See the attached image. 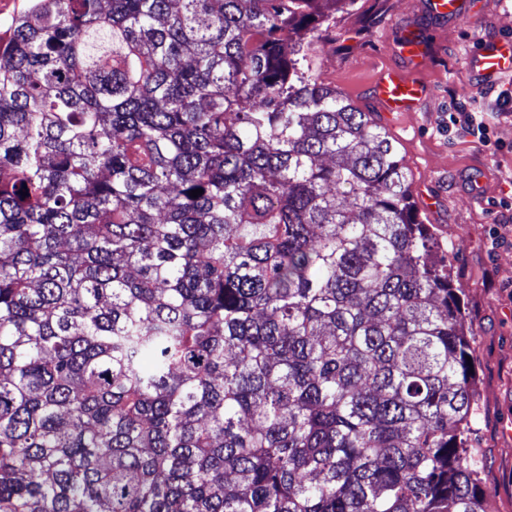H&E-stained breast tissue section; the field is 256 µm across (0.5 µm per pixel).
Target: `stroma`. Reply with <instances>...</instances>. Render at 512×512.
<instances>
[{"label":"stroma","instance_id":"35a3bbf8","mask_svg":"<svg viewBox=\"0 0 512 512\" xmlns=\"http://www.w3.org/2000/svg\"><path fill=\"white\" fill-rule=\"evenodd\" d=\"M471 21L436 16L428 0H350L321 27V79L366 112H379L370 84L386 66H403L398 40L405 28L422 33L427 67L414 77L431 94L416 116L391 130L411 174L413 199L434 196L435 212L419 211L448 261V272L463 290L461 323L470 335L480 396L471 426L472 445L484 461L480 487L495 512H512V101L501 96L512 78L478 82L466 56L483 38H512V0H466ZM482 113L489 143L452 131L455 105ZM487 168L486 205L479 208L461 192L460 175L474 165Z\"/></svg>","mask_w":512,"mask_h":512}]
</instances>
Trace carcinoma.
Returning a JSON list of instances; mask_svg holds the SVG:
<instances>
[{
    "instance_id": "obj_1",
    "label": "carcinoma",
    "mask_w": 512,
    "mask_h": 512,
    "mask_svg": "<svg viewBox=\"0 0 512 512\" xmlns=\"http://www.w3.org/2000/svg\"><path fill=\"white\" fill-rule=\"evenodd\" d=\"M348 2L11 18L0 512H494L462 288L311 64Z\"/></svg>"
}]
</instances>
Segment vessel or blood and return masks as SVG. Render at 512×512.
Returning <instances> with one entry per match:
<instances>
[{
    "label": "vessel or blood",
    "instance_id": "b4317fda",
    "mask_svg": "<svg viewBox=\"0 0 512 512\" xmlns=\"http://www.w3.org/2000/svg\"><path fill=\"white\" fill-rule=\"evenodd\" d=\"M401 55L410 67L425 65L426 59L420 48V42L413 33H405L401 41ZM469 65L478 70L484 80L512 74V41L492 39L483 41L478 49L468 57ZM372 93L380 104L381 119L388 127H397L408 115L417 112L422 106L426 86L417 78L410 76L407 70L396 67L381 69L372 82Z\"/></svg>",
    "mask_w": 512,
    "mask_h": 512
}]
</instances>
